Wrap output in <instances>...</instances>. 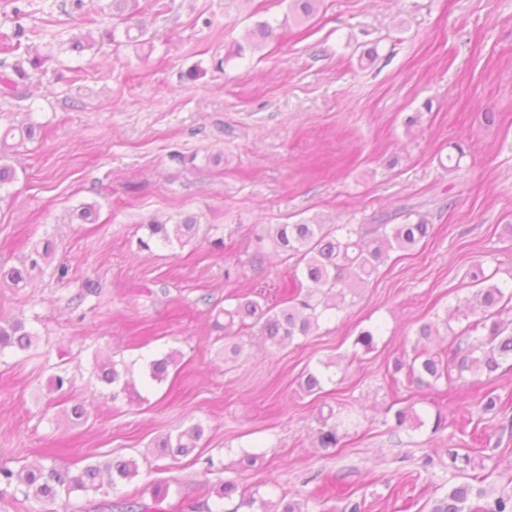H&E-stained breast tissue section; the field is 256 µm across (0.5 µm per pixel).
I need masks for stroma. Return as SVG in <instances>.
<instances>
[{
  "label": "stroma",
  "instance_id": "1",
  "mask_svg": "<svg viewBox=\"0 0 512 512\" xmlns=\"http://www.w3.org/2000/svg\"><path fill=\"white\" fill-rule=\"evenodd\" d=\"M287 14L288 0H173L139 15L152 51L63 52L19 96L0 95L1 125L44 128L0 189V265H19L43 238L57 248L30 288H0V317L39 335L30 352L0 358V464L132 456L140 467L118 491L74 496L55 512H123L135 495L151 512H212L211 486L246 452L257 461L237 474L245 487L275 502L316 500L317 512L350 500L361 512H430L448 489L450 447L486 467V487L512 485V433L487 423L479 442L460 432L488 391L512 419V367L489 383L426 389L394 372L417 327L473 291L475 268L512 276V0H322L302 26ZM260 19L272 36L231 54ZM100 22L96 0L79 10L71 0H0V35L20 33L32 51ZM457 142L470 152L449 171L439 159ZM174 152L192 164L172 163ZM83 202L97 205V220L69 223ZM411 205L430 236L392 252L338 319L301 345H247L225 358L212 310L233 295L273 304L292 287L266 226L369 224ZM185 214L199 220L195 240L137 250L150 218ZM89 280L100 293L74 303ZM375 324L374 348L356 346ZM171 349L182 359L146 402L95 395V355ZM329 359L341 366L334 382L303 392L301 374ZM60 367L73 379L64 394L48 386ZM76 401L87 419L65 417ZM412 403L447 414V429L396 428L393 410ZM332 410L354 423L341 447L325 449L316 432ZM193 422L205 428L200 457L159 466L156 438ZM158 481L170 492L156 503Z\"/></svg>",
  "mask_w": 512,
  "mask_h": 512
}]
</instances>
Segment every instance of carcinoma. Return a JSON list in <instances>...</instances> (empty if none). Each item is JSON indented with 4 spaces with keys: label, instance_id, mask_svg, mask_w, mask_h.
I'll return each instance as SVG.
<instances>
[{
    "label": "carcinoma",
    "instance_id": "carcinoma-1",
    "mask_svg": "<svg viewBox=\"0 0 512 512\" xmlns=\"http://www.w3.org/2000/svg\"><path fill=\"white\" fill-rule=\"evenodd\" d=\"M321 0H290L289 13L295 21L312 17ZM113 16L127 23L123 29V43L136 48L151 45V38L144 24H128V20L140 13L138 0H111ZM269 21L255 23L249 31V46L261 48V43L272 34ZM117 42L116 28L107 27L99 37L91 33H79L67 42V50L81 54L106 43ZM50 57L38 53L29 54L11 67V73H0V93L14 96L19 85L30 79L31 73L40 72ZM42 126L27 123L22 126L0 128V188L17 179L16 169L7 162L11 150L8 141H33L41 136ZM72 219L82 224H92L97 218V208L83 203L72 209ZM145 235L138 238L141 250L155 245L184 246L193 240L198 231V218L184 215L175 221L153 218L143 225ZM431 224L424 218L405 224H325L312 219L301 224H275L267 228L266 235L274 247L292 261L294 291L276 306L262 303L248 295L234 298V304L224 308L214 317L216 328L224 332V338L233 340L225 347L232 355L242 352V345L234 338L246 333L259 336L263 343L272 347L290 345L315 333L322 323L330 321L342 312L349 302L359 296L376 276L381 266L390 258L392 251H408L429 236ZM56 247L46 238L34 242L23 256L20 266H0V288L21 291L35 275L43 272L54 260ZM478 288L471 298L448 307L436 320L424 322L416 331L423 347L414 352L408 361H400L395 372L405 371L411 384L435 385L440 381L451 383L469 375L485 378L489 382L503 364L512 363V281L497 280L495 275H473ZM442 339L450 340L448 351L439 353L430 345ZM39 341V335L21 320H0V358L31 350ZM140 378H135L136 361H116L110 355H98L92 376L101 387L102 394L115 399L121 395L141 399L139 386L159 385L164 382L172 367L179 362V353L170 350L163 354L140 356ZM336 377V362L322 361L319 366L301 376V388L307 394H318L323 386ZM477 406L480 419L490 416L499 418L502 413L500 397L491 392L480 397ZM395 426L416 431L425 426L423 415L414 407L395 411ZM351 415L341 419L334 413L321 419L317 440L322 448H336L347 437L346 426ZM205 429L194 423L177 429L157 439L153 455L159 459L177 462L193 454L200 446ZM448 459L453 482L448 491L433 502L430 512H512V492L489 493L482 485L483 478L474 475L462 482L457 478L472 465L468 454L456 448L448 449ZM138 475V463L134 458H114L103 462H91L81 468L71 469L50 459L45 466L15 470L0 464V485L14 488L23 501H34L43 506L70 500L76 495L108 493ZM211 493L219 501L235 500L231 512L245 508L247 512H305L304 506L288 501L278 510L272 507L258 490L243 488L238 479L228 477L215 483Z\"/></svg>",
    "mask_w": 512,
    "mask_h": 512
}]
</instances>
